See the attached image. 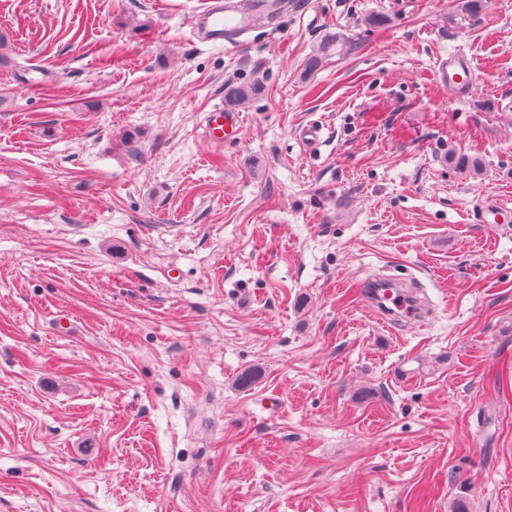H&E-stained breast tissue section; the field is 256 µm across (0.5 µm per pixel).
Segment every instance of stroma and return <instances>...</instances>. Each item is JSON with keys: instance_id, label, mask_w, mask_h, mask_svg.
I'll list each match as a JSON object with an SVG mask.
<instances>
[{"instance_id": "1", "label": "stroma", "mask_w": 512, "mask_h": 512, "mask_svg": "<svg viewBox=\"0 0 512 512\" xmlns=\"http://www.w3.org/2000/svg\"><path fill=\"white\" fill-rule=\"evenodd\" d=\"M207 4L0 0V512H512V0ZM209 9L196 13L190 22L192 38L201 42L224 45V42L233 44L248 31V20L250 13L258 9H265L268 12L278 13L283 10L294 11L301 7L296 0H262L252 1L253 8L242 11H224V2L221 0L212 1ZM475 70L469 60L462 56L448 57V61L441 64L435 72V77L457 94H469L475 84L473 77ZM206 128L211 141L223 143L224 139H233L235 130L233 125L238 124L237 115L224 111L223 106L213 107L206 115ZM230 126V129H229Z\"/></svg>"}]
</instances>
